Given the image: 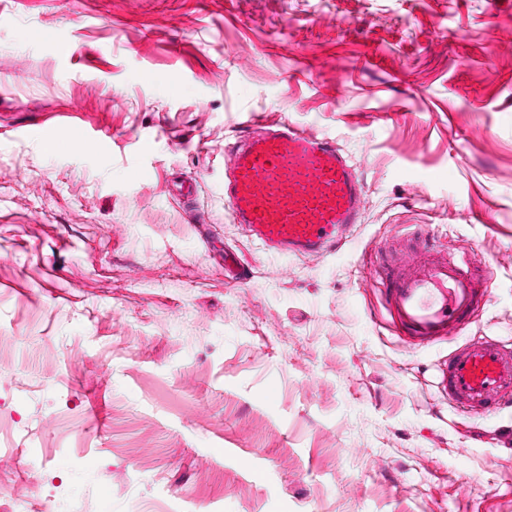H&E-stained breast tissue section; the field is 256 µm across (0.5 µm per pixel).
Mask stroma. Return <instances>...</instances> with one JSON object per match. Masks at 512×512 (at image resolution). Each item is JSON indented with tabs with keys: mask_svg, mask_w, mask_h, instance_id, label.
Segmentation results:
<instances>
[{
	"mask_svg": "<svg viewBox=\"0 0 512 512\" xmlns=\"http://www.w3.org/2000/svg\"><path fill=\"white\" fill-rule=\"evenodd\" d=\"M255 119L349 156L340 250L225 208ZM441 257L483 298L423 344L372 277ZM486 340L512 352V0H0V512H512V406L440 384Z\"/></svg>",
	"mask_w": 512,
	"mask_h": 512,
	"instance_id": "stroma-1",
	"label": "stroma"
}]
</instances>
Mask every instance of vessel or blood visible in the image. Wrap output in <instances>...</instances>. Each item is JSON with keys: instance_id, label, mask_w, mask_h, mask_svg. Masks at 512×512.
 <instances>
[{"instance_id": "b4317fda", "label": "vessel or blood", "mask_w": 512, "mask_h": 512, "mask_svg": "<svg viewBox=\"0 0 512 512\" xmlns=\"http://www.w3.org/2000/svg\"><path fill=\"white\" fill-rule=\"evenodd\" d=\"M224 202L265 247L288 252L329 250L360 223V182L332 141L288 123L244 136L230 149ZM392 322L434 341L477 302L480 293L460 262H412L375 277ZM442 387L463 413L491 409L512 388V355L490 342L453 354Z\"/></svg>"}]
</instances>
